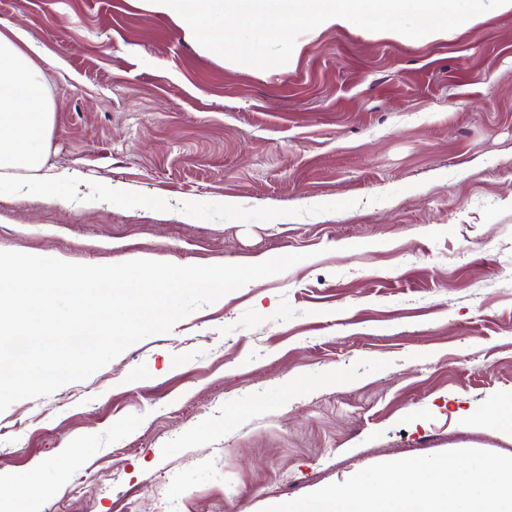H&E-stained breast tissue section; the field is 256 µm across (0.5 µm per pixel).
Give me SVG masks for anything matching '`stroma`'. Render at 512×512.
I'll use <instances>...</instances> for the list:
<instances>
[{
    "instance_id": "stroma-1",
    "label": "stroma",
    "mask_w": 512,
    "mask_h": 512,
    "mask_svg": "<svg viewBox=\"0 0 512 512\" xmlns=\"http://www.w3.org/2000/svg\"><path fill=\"white\" fill-rule=\"evenodd\" d=\"M58 104L0 250L107 265L301 253L0 411V512H263L382 462L512 456V12L448 40L298 30L237 66L131 0H0ZM122 184L124 204L79 201ZM191 202L194 217L181 216Z\"/></svg>"
}]
</instances>
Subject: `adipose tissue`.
I'll return each mask as SVG.
<instances>
[{
	"mask_svg": "<svg viewBox=\"0 0 512 512\" xmlns=\"http://www.w3.org/2000/svg\"><path fill=\"white\" fill-rule=\"evenodd\" d=\"M164 15L202 47L239 61L258 59L259 45L283 39L295 24L313 32L361 25L404 41L411 34L448 38L512 11V0H131ZM36 49L22 27L0 26V193L16 189L18 172L40 178L67 203L74 172L45 169L55 107L46 95Z\"/></svg>",
	"mask_w": 512,
	"mask_h": 512,
	"instance_id": "1",
	"label": "adipose tissue"
}]
</instances>
